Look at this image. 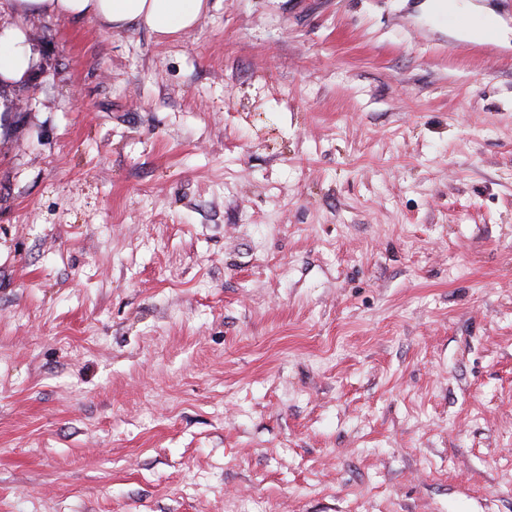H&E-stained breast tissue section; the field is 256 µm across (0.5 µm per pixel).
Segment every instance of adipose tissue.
I'll use <instances>...</instances> for the list:
<instances>
[{
    "label": "adipose tissue",
    "mask_w": 512,
    "mask_h": 512,
    "mask_svg": "<svg viewBox=\"0 0 512 512\" xmlns=\"http://www.w3.org/2000/svg\"><path fill=\"white\" fill-rule=\"evenodd\" d=\"M13 8L21 17L89 19L112 32L145 26L164 39L195 28L208 9V0H13ZM448 10L473 18L466 32L469 40L481 42L490 36L505 42L512 38V29L478 0H448ZM28 40L26 28H0V79L19 82L29 75L34 58Z\"/></svg>",
    "instance_id": "ef3b65f1"
}]
</instances>
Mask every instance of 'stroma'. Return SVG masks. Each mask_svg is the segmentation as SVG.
<instances>
[{
  "label": "stroma",
  "mask_w": 512,
  "mask_h": 512,
  "mask_svg": "<svg viewBox=\"0 0 512 512\" xmlns=\"http://www.w3.org/2000/svg\"><path fill=\"white\" fill-rule=\"evenodd\" d=\"M418 2L0 0V512H512V44ZM21 17L55 16L93 20L107 31L148 27L158 38L197 26L209 0H11ZM29 32L20 26L0 29V79L20 82L30 73L34 58L27 44Z\"/></svg>",
  "instance_id": "1"
}]
</instances>
